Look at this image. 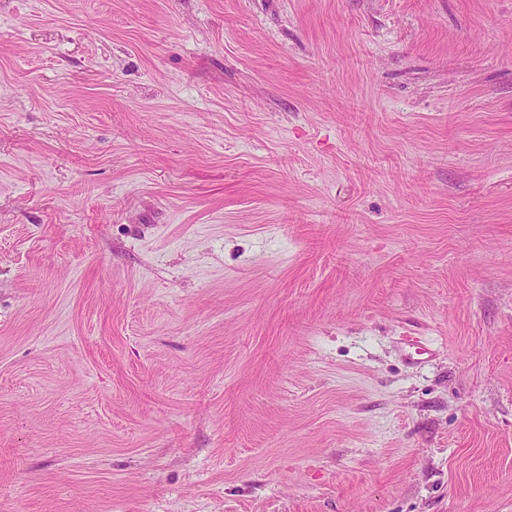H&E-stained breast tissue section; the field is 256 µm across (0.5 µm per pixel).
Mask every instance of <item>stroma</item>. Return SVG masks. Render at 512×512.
Instances as JSON below:
<instances>
[{
    "label": "stroma",
    "instance_id": "stroma-1",
    "mask_svg": "<svg viewBox=\"0 0 512 512\" xmlns=\"http://www.w3.org/2000/svg\"><path fill=\"white\" fill-rule=\"evenodd\" d=\"M0 512H512V0H0Z\"/></svg>",
    "mask_w": 512,
    "mask_h": 512
}]
</instances>
